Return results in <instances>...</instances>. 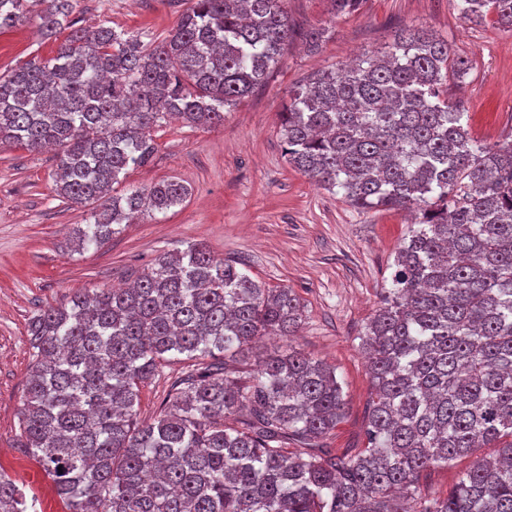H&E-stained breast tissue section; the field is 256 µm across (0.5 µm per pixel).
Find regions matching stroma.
Wrapping results in <instances>:
<instances>
[{
    "mask_svg": "<svg viewBox=\"0 0 512 512\" xmlns=\"http://www.w3.org/2000/svg\"><path fill=\"white\" fill-rule=\"evenodd\" d=\"M185 7L186 0H74L72 16L81 26L104 23L150 45ZM286 8L297 29L326 28L321 48L288 44L268 83L231 108L223 126L203 130L164 121L154 132L153 158L129 171L123 186L172 179L187 187V196L166 212H143L99 249H75L74 231L93 223L94 211L55 195L52 152L0 147V466L37 497V512L66 509L42 467L14 446L32 362L30 318L76 292L132 283L160 255L192 243H204L215 258L240 263L270 286L293 288L306 306L297 336L249 345L239 359L253 365L292 346L335 366L346 418L325 443L340 454L365 446L370 380L360 334L411 217L354 208L295 170L282 149L279 114L289 91L314 72L384 52L396 31L414 27L467 60L466 75L448 78V100L467 112L471 137L485 145L503 142L512 136V31L491 17L479 24L464 19L458 0H366L342 18L332 17L329 0H286ZM56 47L28 16L0 33V74L32 57H51ZM182 368L178 361L167 364L142 387L140 421L160 414ZM492 454L479 448L424 474L422 496H446L475 461Z\"/></svg>",
    "mask_w": 512,
    "mask_h": 512,
    "instance_id": "35a3bbf8",
    "label": "stroma"
}]
</instances>
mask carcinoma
<instances>
[{"label": "carcinoma", "mask_w": 512, "mask_h": 512, "mask_svg": "<svg viewBox=\"0 0 512 512\" xmlns=\"http://www.w3.org/2000/svg\"><path fill=\"white\" fill-rule=\"evenodd\" d=\"M286 0H188L156 45L70 19L72 0H0V30L29 13L55 55L0 75V146L56 150V195L96 205L75 245L98 249L143 207L163 212L173 180L119 194L155 151L169 116L224 123L270 78L285 46L320 48ZM463 18L512 29V0H461ZM468 70L423 29L382 56L317 72L289 95L288 163L354 207L413 209L390 284L360 340L372 392L366 446L324 439L345 418L336 368L290 346L228 368L265 336L297 335L305 307L193 243L133 286L78 293L29 323L32 366L17 447L38 462L67 512H512V139L471 138L444 98ZM185 357L167 407L137 420L140 388ZM475 448L496 456L443 499L410 492L423 473ZM0 468V512H36Z\"/></svg>", "instance_id": "cac0c4a2"}]
</instances>
